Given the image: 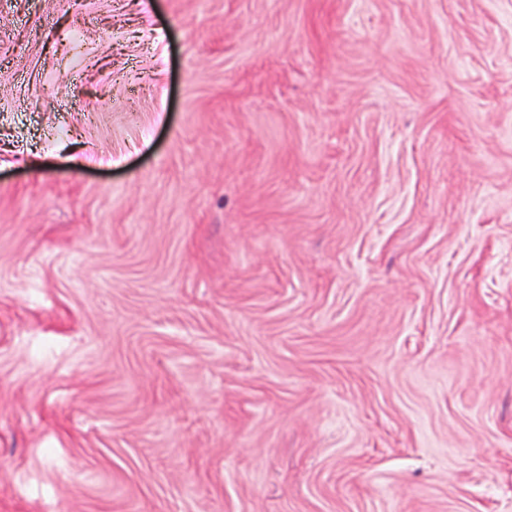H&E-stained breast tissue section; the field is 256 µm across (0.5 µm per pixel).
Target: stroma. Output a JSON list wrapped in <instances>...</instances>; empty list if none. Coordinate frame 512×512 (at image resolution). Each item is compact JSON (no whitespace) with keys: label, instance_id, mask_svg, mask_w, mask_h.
<instances>
[{"label":"stroma","instance_id":"obj_1","mask_svg":"<svg viewBox=\"0 0 512 512\" xmlns=\"http://www.w3.org/2000/svg\"><path fill=\"white\" fill-rule=\"evenodd\" d=\"M0 512H512V0H0Z\"/></svg>","mask_w":512,"mask_h":512}]
</instances>
